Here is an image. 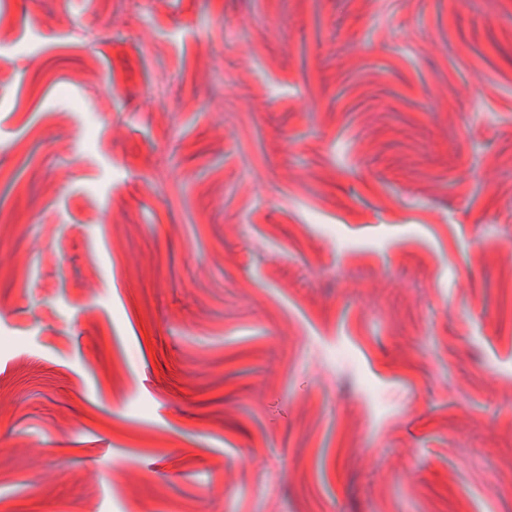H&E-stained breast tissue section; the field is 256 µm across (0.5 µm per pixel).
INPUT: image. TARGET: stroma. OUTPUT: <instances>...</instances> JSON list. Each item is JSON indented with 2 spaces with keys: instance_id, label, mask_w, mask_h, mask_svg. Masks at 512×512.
<instances>
[{
  "instance_id": "obj_1",
  "label": "stroma",
  "mask_w": 512,
  "mask_h": 512,
  "mask_svg": "<svg viewBox=\"0 0 512 512\" xmlns=\"http://www.w3.org/2000/svg\"><path fill=\"white\" fill-rule=\"evenodd\" d=\"M512 0H0V512H512Z\"/></svg>"
}]
</instances>
